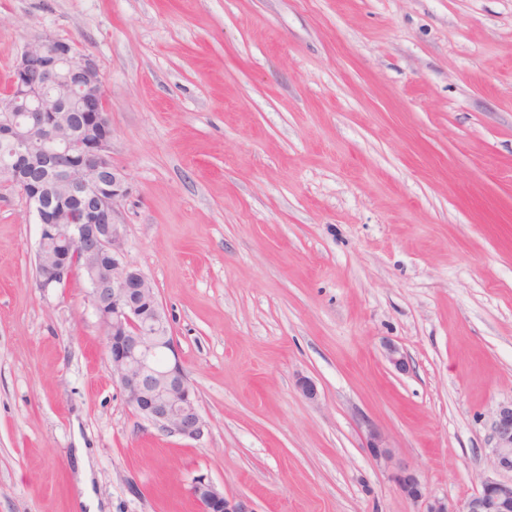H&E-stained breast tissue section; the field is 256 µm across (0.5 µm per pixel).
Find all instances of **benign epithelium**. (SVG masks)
<instances>
[{"label":"benign epithelium","instance_id":"7a95c632","mask_svg":"<svg viewBox=\"0 0 512 512\" xmlns=\"http://www.w3.org/2000/svg\"><path fill=\"white\" fill-rule=\"evenodd\" d=\"M0 140L14 147L0 180L33 207L40 235L36 282L43 289L67 282L81 265L90 303L99 318L112 380L125 400L160 432L197 440L204 421L195 388L179 357L168 318L153 283L127 263L120 209L127 178L112 165V125L95 61L75 44L44 33L34 36L14 66L8 96L0 101ZM385 358L410 369L394 344ZM494 466L512 474V404L500 407L491 426ZM366 450L377 463L391 460L383 435L368 426ZM391 480L422 512H512V478H485L458 506L430 495L406 469ZM189 493L199 512H253L241 496L199 478Z\"/></svg>","mask_w":512,"mask_h":512}]
</instances>
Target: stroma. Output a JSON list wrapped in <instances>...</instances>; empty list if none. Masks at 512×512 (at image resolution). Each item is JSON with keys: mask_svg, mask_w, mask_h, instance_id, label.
Returning <instances> with one entry per match:
<instances>
[{"mask_svg": "<svg viewBox=\"0 0 512 512\" xmlns=\"http://www.w3.org/2000/svg\"><path fill=\"white\" fill-rule=\"evenodd\" d=\"M39 33L98 66L125 258L205 427L169 437L126 403L88 283L37 288L35 214L0 183V512H198L200 477L255 512H421L371 426L450 504L494 476L512 0H0V94ZM365 448L376 463H388L391 460L392 451L385 437L375 427L367 429Z\"/></svg>", "mask_w": 512, "mask_h": 512, "instance_id": "35a3bbf8", "label": "stroma"}]
</instances>
